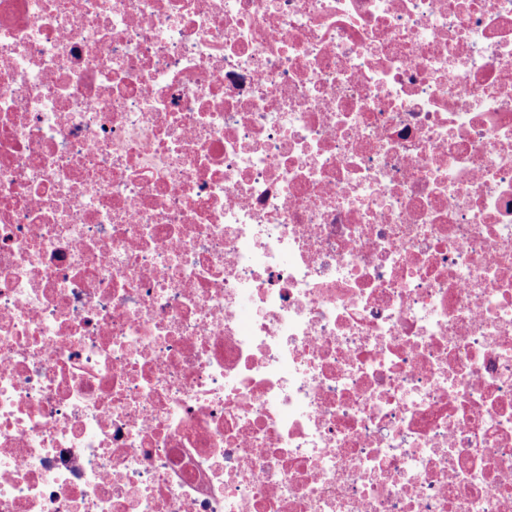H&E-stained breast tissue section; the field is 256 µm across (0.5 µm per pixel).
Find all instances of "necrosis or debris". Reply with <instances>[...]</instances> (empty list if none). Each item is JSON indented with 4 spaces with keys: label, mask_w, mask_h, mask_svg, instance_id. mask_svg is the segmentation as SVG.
<instances>
[{
    "label": "necrosis or debris",
    "mask_w": 512,
    "mask_h": 512,
    "mask_svg": "<svg viewBox=\"0 0 512 512\" xmlns=\"http://www.w3.org/2000/svg\"><path fill=\"white\" fill-rule=\"evenodd\" d=\"M0 512H512V0H0Z\"/></svg>",
    "instance_id": "4bbe7bcc"
}]
</instances>
